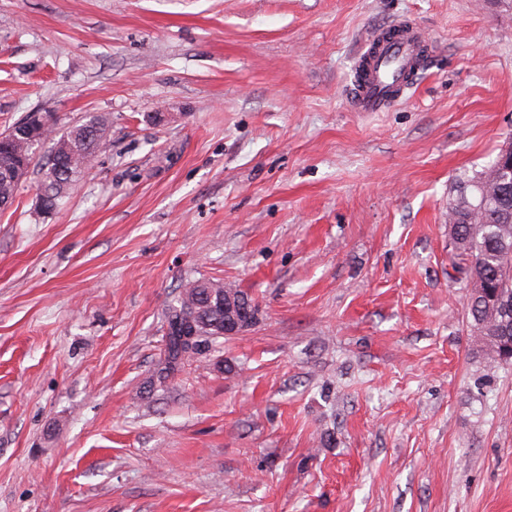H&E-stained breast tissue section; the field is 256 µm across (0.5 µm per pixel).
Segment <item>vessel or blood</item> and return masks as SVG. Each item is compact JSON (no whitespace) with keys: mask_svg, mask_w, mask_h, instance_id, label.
Masks as SVG:
<instances>
[{"mask_svg":"<svg viewBox=\"0 0 512 512\" xmlns=\"http://www.w3.org/2000/svg\"><path fill=\"white\" fill-rule=\"evenodd\" d=\"M424 46L422 30L414 24L405 23L397 37L378 39L371 50L365 51L358 59L364 71L354 86L356 110L382 112L396 101L409 75L421 73L424 67L421 50Z\"/></svg>","mask_w":512,"mask_h":512,"instance_id":"1","label":"vessel or blood"}]
</instances>
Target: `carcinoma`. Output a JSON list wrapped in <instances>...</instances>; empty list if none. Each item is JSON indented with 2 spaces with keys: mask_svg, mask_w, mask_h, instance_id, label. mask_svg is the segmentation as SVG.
Segmentation results:
<instances>
[{
  "mask_svg": "<svg viewBox=\"0 0 512 512\" xmlns=\"http://www.w3.org/2000/svg\"><path fill=\"white\" fill-rule=\"evenodd\" d=\"M42 124L30 125L22 120L0 137V208L10 207L15 200L21 179L10 171L23 163L30 166L36 150L47 140L62 145L63 154H49L41 167L42 207L52 210L62 193L80 180L94 164L96 151L106 134L105 124L97 116L71 125L55 135L54 121L41 117ZM489 169H484L467 180L471 193L448 203V224L454 249L471 261L473 277L481 280V287L489 295L499 294L509 304L507 314L488 310L482 297L468 298L467 316L470 327L485 338L486 354L493 361L501 360L502 345L512 342V195L500 196L501 187H487ZM219 297L233 296L239 306L257 313L256 305L248 296L220 282L192 280L184 285L177 304L168 308L163 347L156 363L157 380L161 383L181 371L185 361L192 357L182 341L176 320L198 315L201 335L212 337L224 324V311L208 304L206 291Z\"/></svg>",
  "mask_w": 512,
  "mask_h": 512,
  "instance_id": "obj_1",
  "label": "carcinoma"
}]
</instances>
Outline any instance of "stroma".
Instances as JSON below:
<instances>
[{
	"label": "stroma",
	"mask_w": 512,
	"mask_h": 512,
	"mask_svg": "<svg viewBox=\"0 0 512 512\" xmlns=\"http://www.w3.org/2000/svg\"><path fill=\"white\" fill-rule=\"evenodd\" d=\"M416 86L356 111L372 32ZM99 116L0 209V512H512V362L448 202L512 140V0H0V133ZM253 323L149 384L187 281ZM29 117L30 115L13 125L7 135H0L1 209L14 203L21 179L27 173L36 150L47 140H52L51 152L40 169V186L43 194L42 207L53 210L62 193L92 168L96 151L106 134L105 124L97 116H88L83 122L68 126L52 137H49L50 130L56 128L51 118L42 116V124L32 126L27 122ZM59 144L62 145V156L54 154V149ZM21 162L25 163L26 171L15 179L9 172Z\"/></svg>",
	"instance_id": "stroma-1"
}]
</instances>
